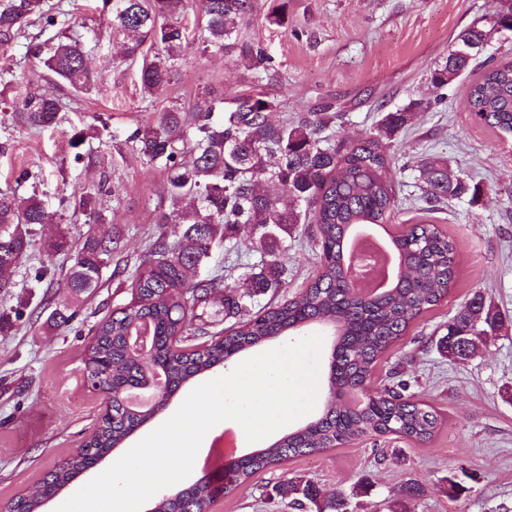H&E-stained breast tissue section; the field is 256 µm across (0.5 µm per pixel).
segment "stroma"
Listing matches in <instances>:
<instances>
[{"label":"stroma","instance_id":"stroma-1","mask_svg":"<svg viewBox=\"0 0 512 512\" xmlns=\"http://www.w3.org/2000/svg\"><path fill=\"white\" fill-rule=\"evenodd\" d=\"M96 0H62L77 31L92 28L90 66L100 78L89 90H64L67 109L51 129L23 126L14 116L17 89L38 92L47 76L28 38L0 53L9 84L0 83V191L39 196L48 221L30 228L31 242L12 272L14 288L0 294V510L40 482L95 431L104 403L91 390L85 360L95 328L131 299L135 270L159 235L171 232L162 216L166 173L132 148H115L113 130L155 123L177 105L191 111L198 97L237 98L261 92L275 99L274 121L323 113L328 141H353L370 133L387 112L413 107L411 122L385 147L396 203L390 233L431 224L455 246L456 268L447 298L420 314L384 353L369 379L376 391L398 373L410 392L442 415L433 437L417 443L398 435L361 437L291 458L254 474L248 485L217 498L210 512H290L274 488L282 480L314 481L325 495L344 493L353 512H507L512 507V325L486 337L463 362L435 346L455 312L480 294L512 321V134L474 120L467 107L473 67L445 87L435 102L430 73L441 65L457 35L498 10L500 0H285L286 21L270 22L271 0H252L246 37L269 54L265 76L236 57L205 49L192 37L164 96L143 97L137 67L121 40L109 35ZM84 137L75 144L74 134ZM422 158L444 159L480 185L467 195L429 208L418 170ZM95 197L100 222L118 237L112 260L89 295L68 298L69 253L48 254L47 241L62 234L79 249L89 214L76 204ZM252 225H239L216 244L206 270L228 267L236 279L258 271L266 257L253 249ZM278 260L288 296L299 295L320 268L308 225L290 226ZM48 267L43 280L37 268ZM68 301L72 319L56 327L50 313ZM388 460H379L378 449ZM465 487L455 500L448 476ZM409 483L421 487L401 498Z\"/></svg>","mask_w":512,"mask_h":512}]
</instances>
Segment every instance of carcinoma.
<instances>
[{
	"instance_id": "cac0c4a2",
	"label": "carcinoma",
	"mask_w": 512,
	"mask_h": 512,
	"mask_svg": "<svg viewBox=\"0 0 512 512\" xmlns=\"http://www.w3.org/2000/svg\"><path fill=\"white\" fill-rule=\"evenodd\" d=\"M96 10L108 27L123 34L125 55L141 61L140 86L157 99L171 84L183 60L189 29L182 22L186 0H97ZM251 0H202L206 19L203 50L223 49L253 69L268 70L270 58L260 43L241 37L249 22ZM37 26L56 29L57 40L36 45L34 56L50 76L74 90L97 79L86 64L85 41L69 30L68 12L49 0H0V47ZM512 31V11L494 13L493 21L470 25L456 45L472 47L470 54L450 51L434 70L431 83L440 90L460 77L479 56L494 29ZM65 108L55 88L28 93L16 102L15 117L31 128L54 127ZM275 101L264 94L244 96L232 110L224 96L206 92L187 114L170 106L156 123L138 126L113 143L131 145L148 162L167 173L164 193L173 207L172 223L181 230L159 237L138 266L130 302L112 312L96 329L88 355L91 377L107 393L108 413L91 439L48 471L30 495L6 506L7 512H44L71 481L88 468L100 451L120 447L136 429L163 411L170 395L241 352L271 339L290 336L319 325L332 330L334 341L323 386L327 391L321 412L271 443L237 459L222 486L196 481L153 501V512H209L214 499L244 488L260 470L290 458L318 452L365 437L397 434L418 443L434 435L438 412L405 394L402 383L385 388L358 407L336 401V394L360 389L379 358L408 329L410 323L448 295L455 269L453 243L431 224H412L390 239V250L405 272L377 294L355 292L346 274V248L353 231L389 223L395 189L388 176L389 159L382 141L391 140L412 119L404 108L388 112L376 131L355 142L323 146L316 138L320 118L274 124ZM468 110L481 123L512 134V61L488 66L470 87ZM426 202L473 190L448 163H420ZM46 211L36 196L0 192V292L9 293L7 273L30 244L29 226L43 224ZM310 224L320 250V269L298 297L269 304L250 314L254 298L281 287L276 250L288 225ZM251 224L258 230L257 246L269 260L242 286L218 271L194 280L190 273L208 257L218 236L231 227ZM112 227L89 229L78 249L65 287L73 294H90L102 268L112 260ZM232 322V331L208 335V327ZM149 323L153 342L140 356L132 353L126 336ZM504 318L476 295L448 323L437 342L438 351L454 361L469 359L483 337L502 328ZM209 336L200 345L192 336ZM160 369L168 394L150 408L133 411L123 403L126 387L147 381ZM290 508L303 512H350L347 498L338 494L325 505L308 479L290 478L275 487Z\"/></svg>"
}]
</instances>
